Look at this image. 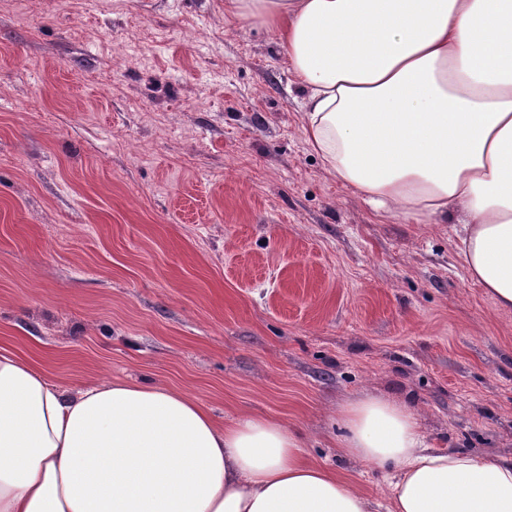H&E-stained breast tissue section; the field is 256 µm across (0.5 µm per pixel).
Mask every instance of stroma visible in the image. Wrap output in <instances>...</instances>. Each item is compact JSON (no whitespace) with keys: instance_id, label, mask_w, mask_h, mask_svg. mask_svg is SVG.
I'll return each mask as SVG.
<instances>
[{"instance_id":"obj_1","label":"stroma","mask_w":512,"mask_h":512,"mask_svg":"<svg viewBox=\"0 0 512 512\" xmlns=\"http://www.w3.org/2000/svg\"><path fill=\"white\" fill-rule=\"evenodd\" d=\"M274 35L224 0H0V349L75 391L148 383L339 456L340 405L416 410L512 458V310L452 224H396L323 168Z\"/></svg>"}]
</instances>
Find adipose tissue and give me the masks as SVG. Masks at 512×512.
Here are the masks:
<instances>
[{
    "instance_id": "adipose-tissue-1",
    "label": "adipose tissue",
    "mask_w": 512,
    "mask_h": 512,
    "mask_svg": "<svg viewBox=\"0 0 512 512\" xmlns=\"http://www.w3.org/2000/svg\"><path fill=\"white\" fill-rule=\"evenodd\" d=\"M308 91L325 170L396 222L456 217L470 280L512 309V0H224ZM339 455L388 469L387 512H512V458L429 448L407 403L340 409ZM0 512H374L286 424L217 427L138 383L67 392L0 352Z\"/></svg>"
}]
</instances>
